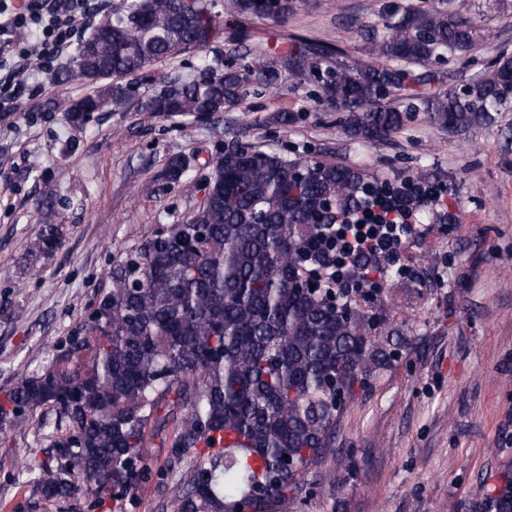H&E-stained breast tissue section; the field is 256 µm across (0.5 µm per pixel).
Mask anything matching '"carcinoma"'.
I'll return each instance as SVG.
<instances>
[{"instance_id": "carcinoma-1", "label": "carcinoma", "mask_w": 512, "mask_h": 512, "mask_svg": "<svg viewBox=\"0 0 512 512\" xmlns=\"http://www.w3.org/2000/svg\"><path fill=\"white\" fill-rule=\"evenodd\" d=\"M296 0H227L224 15L284 21ZM372 33V59L341 45L294 38L280 48L246 50L242 69L203 60L201 76L150 75L138 103L130 90L148 68L224 37V19L207 0H117L110 22L93 28L56 74L64 86L91 88L47 106L77 125L95 113L143 112L215 120L239 105L246 87L272 90L283 76L313 85L322 105L347 113L345 130L366 141L400 131L404 114L426 112L462 135L496 121L512 86V55L490 74L444 89L431 66L472 52L479 25L465 0L392 10ZM171 179L193 176L190 159H169ZM206 203L184 224L147 238L109 274L97 307L38 369L0 392V432L39 422L56 433L54 457L38 469L45 499L82 493L92 512H128L143 484L159 478L172 512H286L304 477L335 443L336 422L354 388L391 359L374 321L313 268L331 263L318 232L354 211L368 190L420 209L401 190L359 168L288 159L232 142L210 162ZM29 253L48 257L62 233L52 204L41 203ZM318 287L297 286L303 270ZM167 449L157 464L147 449ZM174 463L181 474L168 479ZM480 512H512V468L476 491Z\"/></svg>"}]
</instances>
